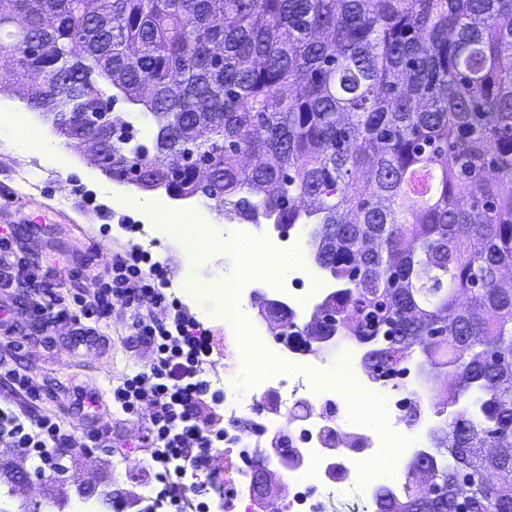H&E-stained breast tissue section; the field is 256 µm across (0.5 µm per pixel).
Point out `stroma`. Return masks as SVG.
Here are the masks:
<instances>
[{
    "label": "stroma",
    "mask_w": 512,
    "mask_h": 512,
    "mask_svg": "<svg viewBox=\"0 0 512 512\" xmlns=\"http://www.w3.org/2000/svg\"><path fill=\"white\" fill-rule=\"evenodd\" d=\"M15 100V95L0 93V189L19 188V167L31 164L39 184L32 193L33 199L64 211L68 219H55L48 224L18 221L11 226L12 245L25 258L35 285L23 291L0 288V303L9 305L14 312L11 335L0 334V397L10 393L9 371L28 375L40 393L34 413L67 419L70 443L61 457L62 472L55 477L39 476V461L34 456L1 457L0 488L38 480L39 504L52 507L65 498L78 499L84 485L77 476L90 468L95 472L92 500L98 512H114L115 503L138 490L144 455L138 448L135 431L142 428L146 416L141 412L114 416L107 447L86 453L74 389L92 387L110 393L139 371L148 348L131 325L129 309L120 303H113L110 315L99 322L102 344L78 351L68 344L69 329L46 335L36 317L27 314L26 307L47 291L62 296L71 308L77 299L95 293L110 257L139 248L135 228L143 224L144 218L138 210L122 204V183L106 177L98 165L75 148H67L62 156L47 152L38 156L34 151L9 145L10 130L5 118ZM249 256L246 250L231 254L211 249L198 261L187 262L165 239L152 249L150 262L161 272L158 286L165 293L171 284L191 273L205 282L242 274L256 281L258 294H267L272 276L250 267Z\"/></svg>",
    "instance_id": "stroma-1"
}]
</instances>
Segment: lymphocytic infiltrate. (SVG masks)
Returning <instances> with one entry per match:
<instances>
[{
    "label": "lymphocytic infiltrate",
    "mask_w": 512,
    "mask_h": 512,
    "mask_svg": "<svg viewBox=\"0 0 512 512\" xmlns=\"http://www.w3.org/2000/svg\"><path fill=\"white\" fill-rule=\"evenodd\" d=\"M146 253L135 251L118 254L112 259L104 292L82 300L79 311L66 315L56 295L44 294L33 304L44 325L69 318L71 343L92 344L96 325L103 315L106 296H113L135 314V328L150 348L139 372L125 379L112 391V406L126 415L150 404L152 414L142 443L148 450L164 449L193 467L204 466L218 442L213 433V407L208 400L210 384L202 374L213 353L206 329L188 315L178 302H171L168 322L140 316L141 308L156 305L164 295L141 268L148 262ZM0 437L19 447L32 449L41 470L57 473V450L68 437L65 424L58 420L35 417L12 407H0Z\"/></svg>",
    "instance_id": "lymphocytic-infiltrate-1"
}]
</instances>
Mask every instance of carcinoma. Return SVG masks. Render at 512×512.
Here are the masks:
<instances>
[{"mask_svg": "<svg viewBox=\"0 0 512 512\" xmlns=\"http://www.w3.org/2000/svg\"><path fill=\"white\" fill-rule=\"evenodd\" d=\"M0 33L32 43L12 85L75 146L108 102L137 109L150 135L125 127L98 164L314 225L338 288L321 319L280 314L286 344L452 372L426 485L379 487L376 512H512V0H0Z\"/></svg>", "mask_w": 512, "mask_h": 512, "instance_id": "1", "label": "carcinoma"}]
</instances>
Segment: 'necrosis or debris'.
<instances>
[{
	"mask_svg": "<svg viewBox=\"0 0 512 512\" xmlns=\"http://www.w3.org/2000/svg\"><path fill=\"white\" fill-rule=\"evenodd\" d=\"M331 290L330 283L299 259L288 278L273 281L270 288L272 299L298 316L313 313ZM253 294L250 279L228 280L216 312L232 327L224 339L226 367L251 365L256 350L268 363L255 377L250 396L241 395L232 383L224 385L225 415L248 420L250 428L225 426L224 446L212 457L210 470L178 466L179 486H171L160 468L148 465L143 494L148 508L197 512L195 487L202 481L210 484L224 512H324L321 491L338 476L368 499L381 485L401 492L397 462L422 454L435 415L407 390L417 375L416 364L398 362L387 383L380 384L372 380L359 349H350L343 356L342 374L363 398H381L382 406L373 424L349 415L336 387L314 389L307 383L310 376L331 369L323 348L306 350L271 340L269 329L254 325L247 315L244 300ZM382 458L389 465L377 483L369 471ZM258 465L279 475L278 490L267 501L240 491Z\"/></svg>",
	"mask_w": 512,
	"mask_h": 512,
	"instance_id": "4bbe7bcc",
	"label": "necrosis or debris"
}]
</instances>
